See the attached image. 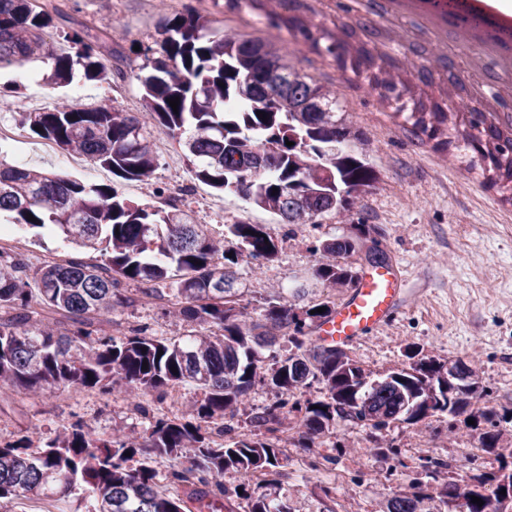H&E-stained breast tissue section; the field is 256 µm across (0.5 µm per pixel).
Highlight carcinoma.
Returning <instances> with one entry per match:
<instances>
[{"mask_svg": "<svg viewBox=\"0 0 512 512\" xmlns=\"http://www.w3.org/2000/svg\"><path fill=\"white\" fill-rule=\"evenodd\" d=\"M72 23L54 4L0 0V65L34 60L43 47L58 43L65 49L55 54L48 84L70 83L77 66L109 85L124 78V57L112 49L111 35ZM295 28L312 51L343 61L335 44H320L299 23ZM144 52L146 72L138 79L153 125L106 100L95 107L66 100L50 111L21 112L19 123L32 132L41 128L39 137L128 181L152 176L155 134L179 140L189 126L193 134L180 147L201 159L195 180L285 225H315L376 181L372 166L344 147L350 131L336 92L287 69L264 41L217 27L207 14L176 13L163 25V38ZM175 97L176 112L169 105ZM410 117L412 128L430 137L448 125L446 112L413 111ZM462 117L473 130L463 148L489 163L497 180L512 184V138L491 150L479 134V115ZM2 213L31 229L52 226L78 248L100 252L102 261L74 258L33 269L20 254L0 252V396L73 386L110 394L119 379L149 427L140 443L120 429L103 438L78 418L35 449L29 436L0 444V504L81 489L94 498L93 512H185L182 497L158 489L154 457L165 455L176 462L169 482L190 499L225 512H295L286 498L246 484L231 493L224 485L230 469L263 476L257 489L273 484L283 467L280 415L288 413L298 418L308 444L338 421L381 430L448 413L475 421L480 447L498 448V424L507 415L488 406L469 410L476 379L468 367L451 395L443 365L431 359L370 381L345 350L314 336L335 309L330 300L298 312L288 297L270 298L258 306L257 319H245L235 267L244 258L259 266L275 254L279 232L272 224L238 221L216 239L176 204L138 203L113 186L0 163ZM363 236L360 224L351 235L319 241L316 276L333 286L355 284L358 273L341 259L359 252ZM130 283L164 316L193 329L187 343L159 337L147 323L120 336L96 326L115 306L136 303L127 295ZM167 285L176 299L171 305L161 302ZM319 307L325 312H315ZM63 320L69 325L64 330ZM283 343L291 345L287 355L278 353ZM314 381L322 385L320 399L296 397ZM259 384L280 398L249 408ZM179 385L193 387L201 398L180 418L158 414L156 405ZM147 394L151 405L138 401ZM241 414L265 438H239L234 420ZM215 431L224 436L221 446L212 440ZM448 467L446 459L425 460L424 478L388 498L386 512H442L460 496L469 499L467 512H512L508 465L432 492V482ZM474 496L483 505L470 502Z\"/></svg>", "mask_w": 512, "mask_h": 512, "instance_id": "cac0c4a2", "label": "carcinoma"}]
</instances>
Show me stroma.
<instances>
[{"label":"stroma","mask_w":512,"mask_h":512,"mask_svg":"<svg viewBox=\"0 0 512 512\" xmlns=\"http://www.w3.org/2000/svg\"><path fill=\"white\" fill-rule=\"evenodd\" d=\"M62 9L92 28H111L115 22L140 21L142 42L159 39L168 0H124L122 14L112 11V0H60ZM209 15L218 24L240 34L263 40L290 70L308 75L322 85L335 86L353 136L349 145L362 153L377 174L376 182L362 192L354 208L326 216L315 226L305 224L280 230L276 256L254 266L243 261L237 276L244 290L242 304L254 310L273 290H281L296 308L323 300L339 302L349 290L317 278L319 259L314 242L352 233L359 224L371 226L361 252L350 256L356 269L368 265L366 252L376 248L388 261L405 267L414 294L408 295L398 318L378 329L347 351L372 377H381L409 367L410 351L442 363L463 360L470 366L486 395L474 399L475 407L512 409V204L502 201V189L486 184L481 170L470 168L457 144L440 146L437 140L416 134L404 116L381 103L382 96L352 73L339 70L330 59L304 45L294 43L286 29L271 27L264 17L247 10H226L223 0H213ZM116 50L126 58L124 90L113 93L106 83L75 72L69 86L44 84L49 74L44 59L25 67L0 68V90L11 92L17 110L46 111L60 98L76 95L87 105L114 96L127 112L141 114V89L137 80L146 60L135 51L130 35H117ZM17 110L0 109V124L17 123ZM66 150L49 153L42 139L0 144V158L13 165L45 169L85 184L111 183V171L86 164L64 165ZM175 164L185 180H192L190 166L181 158L178 143L167 155L158 156L152 178L146 182L123 181L119 187L128 197L163 204L157 191L166 180L168 164ZM214 210L187 200L186 210L208 234L219 237L225 225L240 220L269 223L267 214L253 210L239 197L211 193ZM22 253L32 266H41L45 254L73 256L75 249L62 236L43 229L18 226ZM114 319L122 323H150L158 336L175 341L186 328L161 316L155 305L139 302L118 308ZM116 401L98 407L74 408L54 394L41 396L37 405L0 398V442H12L39 430L48 437L67 425L73 416L83 417L99 433L111 434L121 426L145 433L149 426L123 395V384H115ZM301 429L295 417L283 421L282 441L286 462L275 487L287 497L296 512H319L321 489L336 495V512H381L386 499L406 490L420 473L423 456L442 457L451 464L449 477H465L471 469L497 471L501 459L483 451L479 434L462 418L439 414L417 424H396L374 430L349 422H337L318 447L300 445ZM390 444L401 451L399 460H382L376 445ZM335 463H326V456Z\"/></svg>","instance_id":"1"}]
</instances>
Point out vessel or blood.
Returning <instances> with one entry per match:
<instances>
[{"label":"vessel or blood","instance_id":"vessel-or-blood-1","mask_svg":"<svg viewBox=\"0 0 512 512\" xmlns=\"http://www.w3.org/2000/svg\"><path fill=\"white\" fill-rule=\"evenodd\" d=\"M407 276L396 263L365 270L348 297L320 327L323 342L352 345L401 312Z\"/></svg>","mask_w":512,"mask_h":512}]
</instances>
